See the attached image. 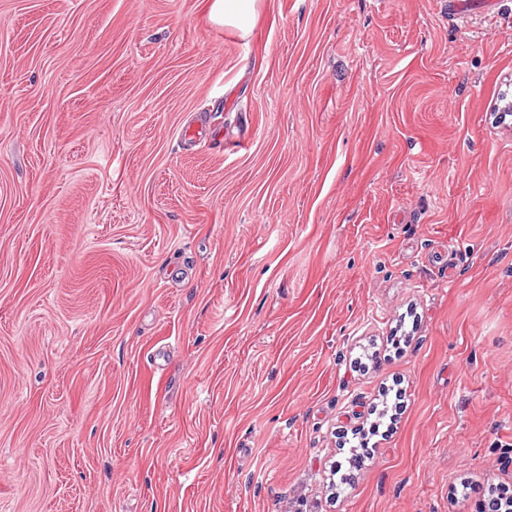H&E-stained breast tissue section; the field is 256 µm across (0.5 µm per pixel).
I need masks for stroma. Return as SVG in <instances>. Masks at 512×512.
Segmentation results:
<instances>
[{
	"mask_svg": "<svg viewBox=\"0 0 512 512\" xmlns=\"http://www.w3.org/2000/svg\"><path fill=\"white\" fill-rule=\"evenodd\" d=\"M206 4L0 0V512H475L512 490V0ZM259 4L260 0H211L207 6L213 22L235 28L245 36ZM389 390L387 389L382 394V400L380 404H378L372 414H375V419L372 420L368 426H362L361 428L355 430V432L352 431V439L357 440L356 445H351L349 448V457L346 458V461L349 464V468L340 474L339 476V482L337 475L342 471V463H339L338 470L333 469V465L336 463L333 462L330 466L329 470V486H337V485H346V477L349 475V469L352 467L351 459L354 458L356 455L361 454V460L360 465L365 462L367 458H369L370 450L374 448V446L377 444V441H374L371 443L372 439L374 437H384V434L388 432L393 425L396 424V418L398 414V407L402 401L401 393L399 391H396L394 394V400L393 403L390 405L389 400ZM379 405H382L381 409H378ZM389 411H391V414H389ZM388 417L389 422H386V418ZM385 427V430L383 428ZM365 447V448H364ZM354 450V451H353Z\"/></svg>",
	"mask_w": 512,
	"mask_h": 512,
	"instance_id": "35a3bbf8",
	"label": "stroma"
}]
</instances>
